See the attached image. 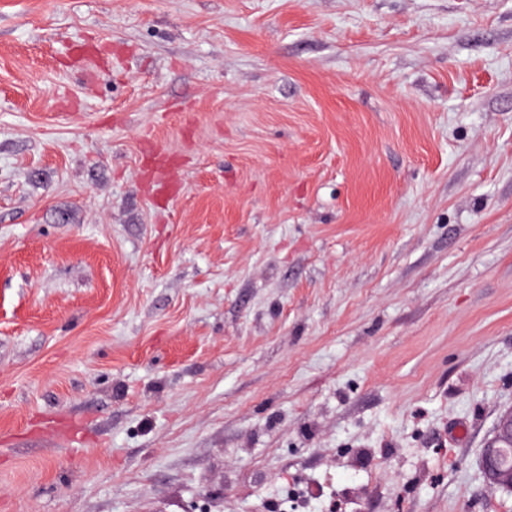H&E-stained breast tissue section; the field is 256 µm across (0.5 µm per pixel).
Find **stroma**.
Here are the masks:
<instances>
[{
    "instance_id": "35a3bbf8",
    "label": "stroma",
    "mask_w": 512,
    "mask_h": 512,
    "mask_svg": "<svg viewBox=\"0 0 512 512\" xmlns=\"http://www.w3.org/2000/svg\"><path fill=\"white\" fill-rule=\"evenodd\" d=\"M512 0H0V512H512ZM506 443H512V411L500 416L495 436L482 455V470L487 482L497 488L512 490V468H504L512 467V444L501 448L500 452L501 445Z\"/></svg>"
}]
</instances>
